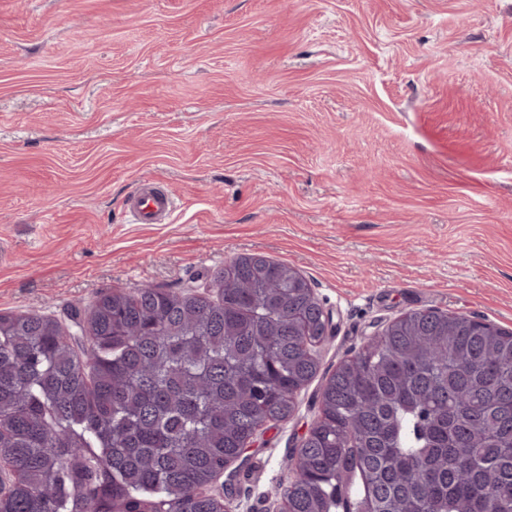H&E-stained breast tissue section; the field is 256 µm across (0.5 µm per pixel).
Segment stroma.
<instances>
[{"instance_id": "stroma-1", "label": "stroma", "mask_w": 512, "mask_h": 512, "mask_svg": "<svg viewBox=\"0 0 512 512\" xmlns=\"http://www.w3.org/2000/svg\"><path fill=\"white\" fill-rule=\"evenodd\" d=\"M510 143L512 0H0V313L296 269L320 378L207 488L280 512L343 357L415 310L512 330ZM174 208L172 194L152 180L142 181L126 201L127 214L134 224H163Z\"/></svg>"}]
</instances>
